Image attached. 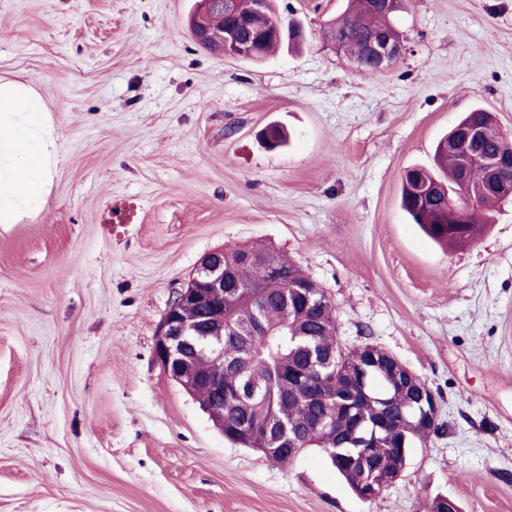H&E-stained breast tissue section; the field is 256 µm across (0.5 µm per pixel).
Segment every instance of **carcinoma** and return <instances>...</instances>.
Wrapping results in <instances>:
<instances>
[{
  "label": "carcinoma",
  "instance_id": "obj_1",
  "mask_svg": "<svg viewBox=\"0 0 512 512\" xmlns=\"http://www.w3.org/2000/svg\"><path fill=\"white\" fill-rule=\"evenodd\" d=\"M395 17L396 14L388 15L367 0H349L348 11L336 20V38L357 60L360 70L376 73L373 61L365 54V44L375 33H394ZM240 18L248 29L265 34L257 45L255 58L257 62L263 60L280 44L276 36L268 35L277 20L274 6H269L265 14L250 13L244 2ZM478 125L488 129L486 153L512 159V139L500 130L490 112L475 108L457 123L459 127ZM446 142L445 136L435 147L436 169L406 170L401 179V206L429 237L455 245L474 241L485 227L484 211L501 199L480 193L483 166L474 162L462 170L457 155L443 147ZM224 272L242 287L239 296L229 304V324L240 327L251 321L256 311L262 320V326L249 336L224 337V367L217 369L224 375V402L214 408L216 415H224V436L242 447L253 448L256 424L283 420L288 424L295 453L292 457L276 456L273 461L288 463L309 448H320L353 492L362 497L370 484L365 482L359 449L352 437L359 424L366 430L380 425L384 433L377 436L373 446V482L376 490H383L387 480L407 466L409 449L437 430L424 420L417 387L400 385L390 372L370 375L364 382L368 392L386 402L380 404L365 397L352 409L337 405L334 397L340 392L358 390L364 384L360 372L368 352L382 355L385 350L372 343L360 348L342 347L336 340L333 305L323 291L315 305L302 306L292 315L284 316L280 307L282 296L298 300L290 286L308 285L312 277L267 245L224 252ZM260 287L267 289L263 299L254 295ZM301 340L307 341L318 354L335 355L334 371L325 376L322 402H307L294 394L302 379L316 373L314 363L297 347ZM251 379L258 382L257 392L238 395L237 389ZM327 413L334 418V430L318 434L314 425Z\"/></svg>",
  "mask_w": 512,
  "mask_h": 512
}]
</instances>
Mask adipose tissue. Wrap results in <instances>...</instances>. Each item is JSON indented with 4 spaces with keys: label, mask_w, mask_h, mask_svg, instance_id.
<instances>
[{
    "label": "adipose tissue",
    "mask_w": 512,
    "mask_h": 512,
    "mask_svg": "<svg viewBox=\"0 0 512 512\" xmlns=\"http://www.w3.org/2000/svg\"><path fill=\"white\" fill-rule=\"evenodd\" d=\"M45 108L31 86L0 82V223L37 209L50 177Z\"/></svg>",
    "instance_id": "obj_1"
}]
</instances>
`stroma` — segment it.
Listing matches in <instances>:
<instances>
[{
    "instance_id": "1",
    "label": "stroma",
    "mask_w": 512,
    "mask_h": 512,
    "mask_svg": "<svg viewBox=\"0 0 512 512\" xmlns=\"http://www.w3.org/2000/svg\"><path fill=\"white\" fill-rule=\"evenodd\" d=\"M195 3L0 0V77L34 82L56 155L43 207L0 224V512H512V201L448 249L399 203L471 107L512 134V0H407L375 75L327 35L346 0H276L306 44L257 64L199 46ZM252 243L438 396L374 499L320 449L228 440L156 358L202 257Z\"/></svg>"
}]
</instances>
